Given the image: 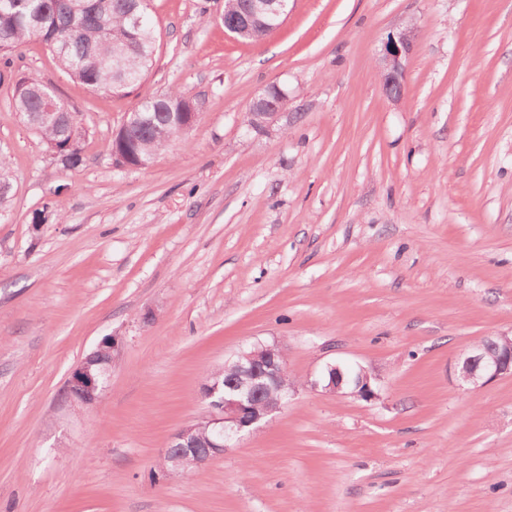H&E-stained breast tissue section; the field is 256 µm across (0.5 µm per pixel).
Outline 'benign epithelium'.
I'll use <instances>...</instances> for the list:
<instances>
[{
  "mask_svg": "<svg viewBox=\"0 0 512 512\" xmlns=\"http://www.w3.org/2000/svg\"><path fill=\"white\" fill-rule=\"evenodd\" d=\"M288 15V0H248L244 9L237 15L228 32L239 38L256 22H265L277 29ZM413 48L412 31L405 28L388 34L381 56V82L386 96L403 80L404 64ZM282 89L276 83L268 84L263 92L249 105V115L259 122L252 128L264 130L270 127L283 109L277 95ZM110 359H95V353L88 354L76 369L66 386V392L78 397V402L91 405L98 400V390L103 377L112 369L121 340L117 336L108 337ZM224 370L230 372L228 390L221 391L219 385L203 384L202 396L208 401L209 414L205 421L212 436L201 439L197 435L199 423L193 422L180 428L172 437L164 458L174 471H188L198 468L211 458L221 455L233 447L237 438L252 433L268 417L288 405L295 392H288L278 399L265 397L273 389H282L287 375L286 355L276 344L255 343L249 350H241L234 358L224 362ZM327 373L309 382L312 389L322 388L336 392L343 386H351L350 394L370 400L375 393L365 369H360L352 377L336 364L326 366ZM512 374V336L500 334L481 341L464 358L459 369V379L470 388H479L503 374Z\"/></svg>",
  "mask_w": 512,
  "mask_h": 512,
  "instance_id": "1",
  "label": "benign epithelium"
}]
</instances>
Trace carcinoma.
I'll return each mask as SVG.
<instances>
[{
	"label": "carcinoma",
	"mask_w": 512,
	"mask_h": 512,
	"mask_svg": "<svg viewBox=\"0 0 512 512\" xmlns=\"http://www.w3.org/2000/svg\"><path fill=\"white\" fill-rule=\"evenodd\" d=\"M149 0H0V55L40 39L72 80L103 94L139 86L151 69L156 35ZM142 17L133 29L130 16ZM185 98L172 89L145 98L136 107L141 122L127 131L133 156L149 160L166 151L178 136L170 105ZM13 107L58 154L61 165L74 169L83 161V143L70 144L79 113L35 76L15 85Z\"/></svg>",
	"instance_id": "carcinoma-1"
}]
</instances>
